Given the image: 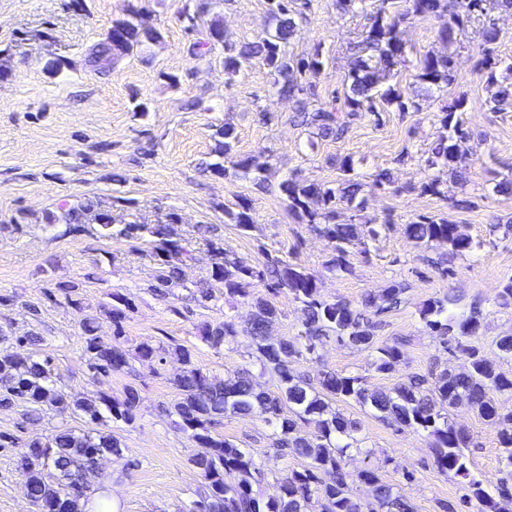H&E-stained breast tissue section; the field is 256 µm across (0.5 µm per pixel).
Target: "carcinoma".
Segmentation results:
<instances>
[{"instance_id":"cac0c4a2","label":"carcinoma","mask_w":512,"mask_h":512,"mask_svg":"<svg viewBox=\"0 0 512 512\" xmlns=\"http://www.w3.org/2000/svg\"><path fill=\"white\" fill-rule=\"evenodd\" d=\"M388 0L370 14V25L362 40L355 46L348 70L344 75L343 98L336 96L310 108L314 87L303 74L318 72L323 66L322 55L316 51L306 58L292 59L286 47L295 35L293 0H272V18L275 26L265 36L248 42L233 44L223 40L224 28L214 19L200 37L192 43L191 51L200 58L211 56L217 49L224 52V72L232 79L254 63L264 65L271 76V93L288 98L295 104V122L300 126H314L325 137H342L351 123L364 114L379 115L390 107L404 112L420 109L414 101L405 100L400 88L390 84L395 70L406 62V48L400 36V26L415 17L430 16L438 22V37L451 44L464 30L466 23L482 20L481 43L478 47L476 68L486 76L487 85L494 88L490 102L494 110L512 107V86L498 84L496 76L495 45L499 33L491 13L512 10V0H405V8L391 12L385 6ZM130 11L128 17L115 21L112 39L95 45L88 61L101 69L112 66L121 56L157 43L161 34L143 25ZM416 95L442 91L456 81L451 55L426 53L420 57L414 74ZM466 98L460 95L443 107L438 121L444 129L432 142L425 163L428 168L458 172L471 153V134L465 128L462 114ZM244 179L264 170V164L250 157L233 163ZM361 184L348 178L336 187L292 176L280 184L288 212L298 221L314 224L335 251L331 265L340 272L350 271L347 255L352 250L368 252V240H375L379 231L372 227L368 237L361 236L359 225L352 220L339 219L338 208L362 212L365 199L359 198ZM60 214L46 217L48 224L63 226V234L79 235L95 232L104 238L118 235L130 240H146L151 244L150 258L155 265L151 291L165 296L173 288L187 287L184 267L192 260V249L187 240L179 237L174 225L180 223L175 212L167 214L162 224H123L115 226L109 211L92 203L63 204ZM229 221L243 230L254 224L251 208L246 201L238 209L224 208ZM407 237L417 243L432 241L448 245V253L465 256L474 252L480 243L460 233L458 225L446 217L419 215L405 225ZM212 257L211 274L206 282L194 284V299L205 305L218 300L215 289H224L229 297L250 296V285L257 280L268 290L288 289L294 300L303 306L304 320L301 334L293 339H275L271 336L279 310L263 297L253 299L254 313L248 329L251 345L259 353V360L278 380L280 392L276 395L257 388L252 379L238 374L230 379L210 377L193 362V351L183 345L174 348L184 369L173 380L177 399L165 409L179 419V426L209 452L193 460L203 482L204 493L196 503L197 512H363V506L352 496V486L362 483L371 488L373 507L370 512H414V506L395 486L385 481L378 471L363 468L351 473L343 466L347 449H361L363 440L356 437L358 423L342 417L332 409V403L351 399L373 415L390 424L412 429L430 439L434 463L443 474L452 473L464 478L470 475L469 460L464 452L468 436L456 428L449 411L459 404H467L481 418L497 426V439L504 452L503 469L496 481L484 486L470 478L471 494L460 502L441 504L443 512H462L478 503L477 512H501L500 503L512 501V409L504 410L500 397H512V376L496 371L480 354L472 341L482 336V322L477 304H471L470 313L458 315L452 310L456 299L448 294L429 299L420 310L426 329L440 336L449 353H460L465 358L461 370H444L434 385L426 378L412 376L388 391H371L365 387L361 375H346L325 371L313 386L293 374L291 364L303 353L315 352L317 343L329 335L354 347L372 349L376 356L373 367L379 372L393 368L402 357L404 340L390 345L375 346L370 316H379L397 306L403 288L391 284L379 293H367L357 304L347 301L329 302L319 298L317 278L304 268L279 258L271 257L257 270L239 257L224 251L220 242L209 241ZM58 293L48 292L47 299L58 301V296L69 304L76 303L78 285L57 286ZM132 303L123 294H111L107 314L114 326L113 336L106 339L97 334L93 322L81 323L85 336L87 368L95 376L122 374L130 369V359L153 364L162 361L166 349L149 342L140 344L135 356H130L122 341V322ZM238 332L231 320L209 324L203 329L204 342L215 349L236 341ZM109 414L116 420L130 421L140 404L139 391L132 385L124 387L120 398L101 397ZM19 406L27 414L38 416L47 408L72 407L86 416V429L64 427L44 441L34 440L27 445L28 452L19 461V470L25 479L27 495L38 512H85L84 499L88 497L87 475L97 472L96 462L106 455L120 456L123 449L112 434L101 432L102 413L92 404L72 400L51 372L50 359L38 355L21 357L9 347L0 348V407ZM260 415L278 429L276 444L301 458L305 465L291 470L280 483L278 493L266 497L257 487L264 475L257 467L253 452L212 435L219 420L226 415ZM300 421L315 425L314 438L298 434ZM332 473L327 482L322 474Z\"/></svg>"}]
</instances>
